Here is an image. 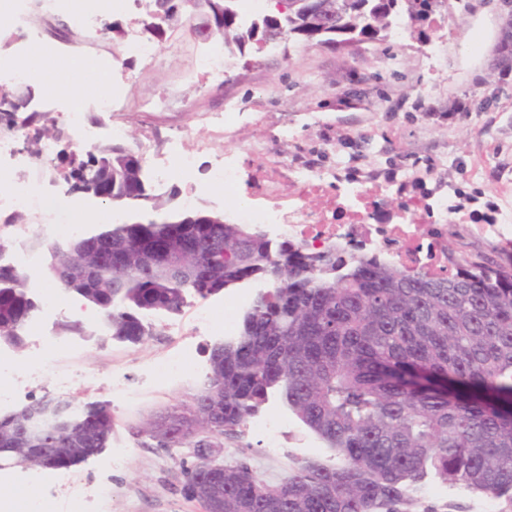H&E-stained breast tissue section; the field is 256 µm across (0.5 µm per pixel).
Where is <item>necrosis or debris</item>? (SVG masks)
I'll return each instance as SVG.
<instances>
[{
	"label": "necrosis or debris",
	"instance_id": "4bbe7bcc",
	"mask_svg": "<svg viewBox=\"0 0 512 512\" xmlns=\"http://www.w3.org/2000/svg\"><path fill=\"white\" fill-rule=\"evenodd\" d=\"M16 152L12 140L0 138V211L50 215L56 220L59 234L75 232L70 215L78 209L77 200L46 193L40 181L18 179L13 174ZM148 171L156 183L162 184L176 175L190 182L192 196L206 194L233 195L238 172L233 163L216 166L205 183L194 184L196 154L179 142H172L168 154L158 162H150ZM372 192L368 180L359 174L346 173L336 179L337 223L326 221L325 214L309 210L303 199L288 206L272 205L255 208L235 204L224 212L232 224H253L266 233L270 241L291 244L301 252H317L332 248L339 252H355L378 256L406 272H445L448 246L444 228L456 220L457 209L448 203L447 194L433 195L427 204L407 200L399 205L401 221L381 224L377 208L366 207L364 200ZM429 215L430 227L420 218Z\"/></svg>",
	"mask_w": 512,
	"mask_h": 512
}]
</instances>
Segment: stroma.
Instances as JSON below:
<instances>
[{
  "label": "stroma",
  "mask_w": 512,
  "mask_h": 512,
  "mask_svg": "<svg viewBox=\"0 0 512 512\" xmlns=\"http://www.w3.org/2000/svg\"><path fill=\"white\" fill-rule=\"evenodd\" d=\"M506 2L448 0L425 42L407 37L342 48L301 40L262 48L251 43L244 54L230 57L219 80L198 70L207 46L181 27H166L153 61L123 55L112 44L104 33L112 25L127 37H148L154 0H122L97 16L96 39L81 33L73 42H58L57 49L81 58L117 57L114 72L90 69L68 80L94 94L112 78L129 81V92L111 111L93 110L87 118L103 135L121 123L126 145L140 155H163L179 137L199 156L197 180H206L213 163L228 159L238 169V198L269 206L301 194L309 208L327 213L335 207L334 181L302 188L297 167L311 164L328 172L341 159L382 182L389 173L405 171L414 176L407 186L413 199L427 198L434 184L443 183L450 198L466 202L467 217L448 227L449 256L498 261L512 256V245L471 237L469 227L482 223L486 202L502 203L503 191L512 192V41L504 24L512 10ZM31 86L30 108L47 130L43 144L55 155L85 152L58 108L61 93H47V81L37 76ZM460 104L468 110L463 119L454 115ZM81 199L77 222L88 232L148 212L86 193ZM0 237L8 241L0 261L11 262L18 251L33 254L27 290L36 297L51 263L50 221L27 214L17 223H0ZM236 292L232 286L204 299L187 296L176 314L140 312L148 332L136 343L110 336L99 309L84 301H67L47 322L34 313L22 343L8 347V374L0 387L14 397L0 405V415L41 399L104 403L112 410V435L85 461L41 469L44 482L38 486L28 484V467L0 458V498L18 507L31 498L48 512H72L77 495L86 512H204L184 492L187 473L197 463L193 449L154 447L140 429L182 410L201 389L224 328H199L194 313L224 305ZM185 349L194 357L192 370L159 379L155 365ZM44 358L54 371L28 369V362ZM120 386L127 398L117 395ZM271 414L281 421L276 445L243 426L236 436L224 437L220 461L246 459L272 484L304 460L335 465V452L275 393L257 416ZM422 500L438 512H482L489 503L484 494L432 477Z\"/></svg>",
  "instance_id": "obj_1"
}]
</instances>
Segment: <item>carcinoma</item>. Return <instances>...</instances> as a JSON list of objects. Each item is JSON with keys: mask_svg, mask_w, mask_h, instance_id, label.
Instances as JSON below:
<instances>
[{"mask_svg": "<svg viewBox=\"0 0 512 512\" xmlns=\"http://www.w3.org/2000/svg\"><path fill=\"white\" fill-rule=\"evenodd\" d=\"M278 3L286 13L244 30L232 0H204L210 24L197 38L240 52L252 39L278 42L285 29L317 45L386 42L399 19L423 35L434 0H326L329 18L309 15L305 0ZM60 160L78 191L168 205L147 192L142 158L121 142ZM182 235L199 240L198 260L181 258ZM104 244L127 251L124 270L98 265ZM52 257V283L101 309L111 335L132 340L144 335L135 309L178 312L188 291L206 298L247 280L267 284L237 336L212 347L192 404L142 429L159 448L195 449L185 492L205 512H438L409 493L430 474L512 509V271L497 262L464 258L450 275L410 276L360 256L274 249L248 225L203 212L191 224H109ZM26 280L0 265V339L13 344L36 309ZM275 387L336 452V465L304 461L270 484L244 459L216 461L218 438ZM35 413L57 416L61 428L32 434ZM111 433L106 404L48 399L0 418V448L19 464L33 448H70L69 467Z\"/></svg>", "mask_w": 512, "mask_h": 512, "instance_id": "obj_1", "label": "carcinoma"}]
</instances>
